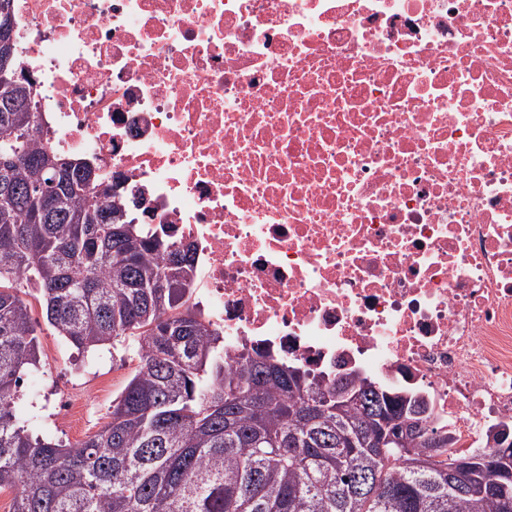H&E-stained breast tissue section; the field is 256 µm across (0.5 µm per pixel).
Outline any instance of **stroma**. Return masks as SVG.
Listing matches in <instances>:
<instances>
[{
    "mask_svg": "<svg viewBox=\"0 0 512 512\" xmlns=\"http://www.w3.org/2000/svg\"><path fill=\"white\" fill-rule=\"evenodd\" d=\"M32 317L40 321L41 361L24 380L17 403L32 416L33 433L66 442L74 435L96 432L112 410V399L121 392L137 360L125 347L103 346L78 353L45 324L39 303L31 305ZM82 400L83 412L73 422L60 421L57 409L62 399Z\"/></svg>",
    "mask_w": 512,
    "mask_h": 512,
    "instance_id": "1",
    "label": "stroma"
}]
</instances>
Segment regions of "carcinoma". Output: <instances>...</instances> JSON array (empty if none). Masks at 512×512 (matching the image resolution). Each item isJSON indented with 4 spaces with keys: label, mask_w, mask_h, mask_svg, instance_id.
<instances>
[{
    "label": "carcinoma",
    "mask_w": 512,
    "mask_h": 512,
    "mask_svg": "<svg viewBox=\"0 0 512 512\" xmlns=\"http://www.w3.org/2000/svg\"><path fill=\"white\" fill-rule=\"evenodd\" d=\"M20 51L0 78V492L10 512H512V446L448 454L452 432L420 400L370 382L373 409L336 411L332 386L266 350L224 360V336L185 307L194 248L135 223L88 188L90 163L35 141L36 92ZM76 349L134 346L110 421L78 446L32 437L15 405L40 361L22 288ZM416 421L398 446L386 419ZM409 449L402 454L401 449ZM469 467L448 481L459 460ZM492 484L496 492L482 493Z\"/></svg>",
    "instance_id": "obj_1"
}]
</instances>
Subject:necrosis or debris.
<instances>
[{
  "mask_svg": "<svg viewBox=\"0 0 512 512\" xmlns=\"http://www.w3.org/2000/svg\"><path fill=\"white\" fill-rule=\"evenodd\" d=\"M37 142L196 251L226 362L512 431V0H12Z\"/></svg>",
  "mask_w": 512,
  "mask_h": 512,
  "instance_id": "obj_1",
  "label": "necrosis or debris"
}]
</instances>
